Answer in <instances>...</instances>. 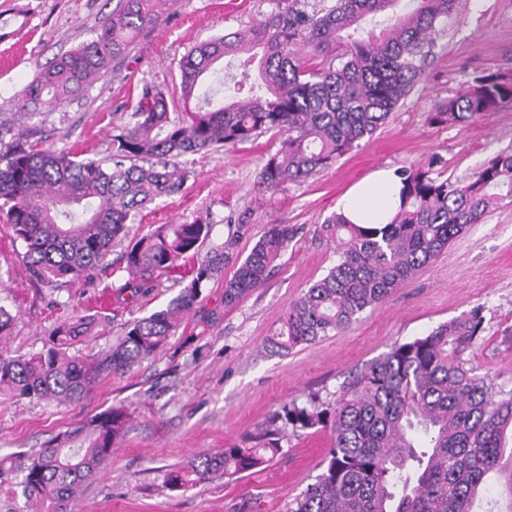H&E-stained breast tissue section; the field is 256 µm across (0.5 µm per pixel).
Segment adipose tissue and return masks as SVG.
Segmentation results:
<instances>
[{
    "instance_id": "adipose-tissue-1",
    "label": "adipose tissue",
    "mask_w": 512,
    "mask_h": 512,
    "mask_svg": "<svg viewBox=\"0 0 512 512\" xmlns=\"http://www.w3.org/2000/svg\"><path fill=\"white\" fill-rule=\"evenodd\" d=\"M401 187L395 169H378L346 190L337 202V211L354 224L389 223L400 208Z\"/></svg>"
}]
</instances>
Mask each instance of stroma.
<instances>
[{
	"instance_id": "35a3bbf8",
	"label": "stroma",
	"mask_w": 512,
	"mask_h": 512,
	"mask_svg": "<svg viewBox=\"0 0 512 512\" xmlns=\"http://www.w3.org/2000/svg\"><path fill=\"white\" fill-rule=\"evenodd\" d=\"M112 0H0V143L83 151L106 158L112 136L130 121L143 84L162 86L170 112L180 115L179 63L196 44L232 33L275 9V0H177L129 54L83 93L35 115L18 112L17 94L54 54L95 35ZM424 77L386 123L335 165L274 192L260 189L264 158L279 147L262 136L228 151L184 156L180 193L140 214L138 231L157 224L207 218L211 241L235 239L246 256L270 224L298 233L273 276L210 327L189 315L168 346L122 375L104 378L82 399L55 407L0 403V455L43 448L114 406L130 417L111 458L72 502V512H287L289 503L324 469L330 435L310 430L281 442L273 461L240 477H214L187 492L164 485L166 468L231 444H243L281 405L311 394L334 400L349 375L388 352L391 344L426 334L475 306L484 332L464 355L477 373L512 388V207L491 210L469 225L438 259L365 310L345 331L284 351L272 336L289 304L337 259L322 230L336 201L352 184L382 167H424L437 160L445 176L462 178L498 151L512 147V104L474 123L437 125V101L455 95L481 71L512 70V0H469L462 14L438 26ZM21 247L0 223V303L17 321L6 345L18 354L42 350L50 331L81 314L107 310L118 322L165 308L184 287L189 267L149 296L128 304L117 289L126 275L62 291L34 287Z\"/></svg>"
}]
</instances>
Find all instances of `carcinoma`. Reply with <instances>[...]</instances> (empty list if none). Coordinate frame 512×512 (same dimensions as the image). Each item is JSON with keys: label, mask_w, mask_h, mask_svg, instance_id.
Wrapping results in <instances>:
<instances>
[{"label": "carcinoma", "mask_w": 512, "mask_h": 512, "mask_svg": "<svg viewBox=\"0 0 512 512\" xmlns=\"http://www.w3.org/2000/svg\"><path fill=\"white\" fill-rule=\"evenodd\" d=\"M174 0H116L92 40L51 59L24 87L17 107L30 115L103 77ZM462 0H276V9L246 29L191 48L180 62L184 112L173 119L167 93L142 87L131 122L112 136L110 165L71 150L16 144L0 154V222L20 242L30 280L60 291L124 271L119 294L146 297L186 258L191 280L166 308L129 319L111 345L79 353L75 346L111 328L104 311L73 316L31 356L0 347V403L69 404L103 378L152 358L190 314L215 326L223 309L270 278L294 239L290 224H270L243 258L232 242L207 247L205 219L157 224L130 236L140 212L179 193L186 175L177 159L229 150L265 134L279 148L260 168L258 184L276 190L333 166L371 138L422 81L437 25ZM238 58L261 83H242L240 100L217 102L224 59ZM512 102V73L476 76L436 103L434 124L476 122ZM402 206L379 228L338 214L323 231L339 242L336 263L293 301L273 345L291 350L347 329L357 315L433 263L489 210L512 206V150H502L470 177L433 175V167L400 169ZM126 243L108 262L112 249ZM222 307L206 309L203 288L224 275ZM483 310L394 343L353 373L332 402L316 397L283 404L251 437L253 444L171 467L164 484L188 491L216 475L237 477L274 459L280 440L310 429L330 431L328 463L288 512H512V390L467 366L463 354L483 331ZM128 415L112 407L85 425L12 459L0 457V488L20 486L45 512H67L81 485L112 456Z\"/></svg>", "instance_id": "1"}]
</instances>
